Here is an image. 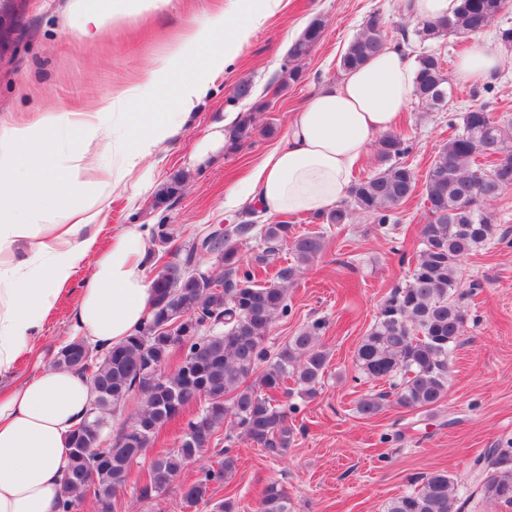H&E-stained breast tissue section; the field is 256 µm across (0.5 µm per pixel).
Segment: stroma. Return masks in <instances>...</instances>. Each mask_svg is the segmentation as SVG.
Segmentation results:
<instances>
[{
	"instance_id": "1",
	"label": "stroma",
	"mask_w": 512,
	"mask_h": 512,
	"mask_svg": "<svg viewBox=\"0 0 512 512\" xmlns=\"http://www.w3.org/2000/svg\"><path fill=\"white\" fill-rule=\"evenodd\" d=\"M219 0H171L149 16H128L92 39L79 37L69 0H16L4 19L11 34L0 51V120L28 121L43 111L65 112L109 94L113 87L136 82L144 67L167 59L171 45L187 22L213 8ZM378 13L389 38L413 31L400 0H282L276 13L258 26L233 67L226 69L195 108L190 124L163 143L152 168V187L119 189L109 198L108 219L98 233L108 242L128 224L168 225L174 246L188 248L197 234L230 222L234 208L224 200L234 187L282 141L293 112L321 87L344 76L339 59L371 13ZM324 31L302 62L300 83L279 89L287 45L313 18ZM501 65L490 76L493 92L481 84L454 82L446 108L426 110L410 101L396 126L412 150L405 161L425 175L435 149L448 138V114L489 103L495 118L512 119V51H501ZM250 80L251 99L234 101L235 85ZM257 113L259 126L272 135L256 134L240 151L195 166L199 140L228 112ZM189 172L184 193L154 208L157 189L175 172ZM426 222L422 193L400 208L398 223L379 228L371 220L335 226L310 216L293 218L295 233L323 231L324 253L290 288L288 317L271 329L275 347L314 320L325 323L322 342L329 353L324 382L315 397L298 400L291 415L294 440L280 456L236 441L238 470L230 483L214 488V500L231 496L240 512H258L263 489L279 483L293 512H383L387 500L409 491L412 478L445 471L459 484L470 479L475 457L512 441V246L493 242L465 259L462 284L481 281L469 298L471 319L452 357L448 394L434 409L409 410L386 403L378 415L356 411L360 395L382 390L379 382L355 381V351L369 330L380 301L403 281L408 270L400 257L412 254ZM83 286L75 275L47 318L42 338L23 357L14 382L32 377L51 361V353L70 335V318Z\"/></svg>"
}]
</instances>
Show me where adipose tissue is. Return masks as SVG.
<instances>
[{"instance_id":"adipose-tissue-1","label":"adipose tissue","mask_w":512,"mask_h":512,"mask_svg":"<svg viewBox=\"0 0 512 512\" xmlns=\"http://www.w3.org/2000/svg\"><path fill=\"white\" fill-rule=\"evenodd\" d=\"M170 0H71L81 32L92 37L131 14H149ZM281 0H227L189 26L168 60L147 68L143 82L89 108L55 112L20 125L0 123V379L32 351L48 314L85 271L71 334L100 349L123 342L147 319L153 296L148 272L152 240L131 224L98 243L104 202L177 130L253 31ZM495 49L476 40L456 68L478 82L499 66ZM415 67L388 47L343 80L315 93L293 114L285 142L231 190L227 205L251 198L272 216L316 215L346 197L352 171L378 134L395 129L415 97ZM168 111H141L147 97ZM74 135L64 151L50 148L52 131ZM111 154V166L99 162ZM92 402L89 380L46 365L0 393V512H58L68 435Z\"/></svg>"}]
</instances>
